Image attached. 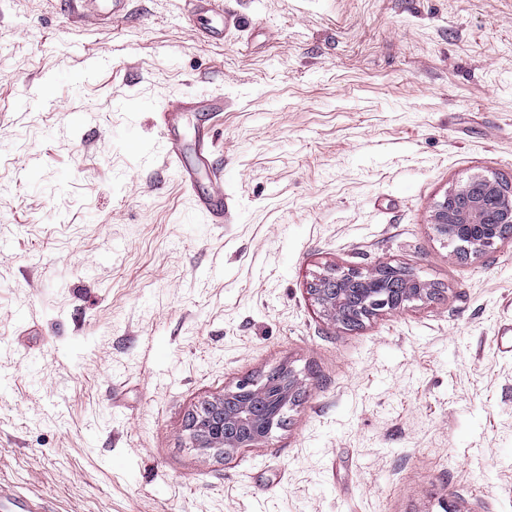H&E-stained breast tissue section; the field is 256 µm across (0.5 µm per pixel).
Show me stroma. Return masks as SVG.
Here are the masks:
<instances>
[{"instance_id":"35a3bbf8","label":"stroma","mask_w":512,"mask_h":512,"mask_svg":"<svg viewBox=\"0 0 512 512\" xmlns=\"http://www.w3.org/2000/svg\"><path fill=\"white\" fill-rule=\"evenodd\" d=\"M0 0V485L46 512H512V239L459 259L432 214L512 181V0ZM224 94L207 224L158 111ZM88 121H80V114ZM401 266L440 296L356 330L309 294ZM307 383L231 456L188 419ZM68 10L97 11L103 13L112 22L124 8L126 0H63ZM212 0H185L189 7L188 18L196 24L202 14L206 15V21L200 28L202 36L208 42L224 39V13L209 8Z\"/></svg>"}]
</instances>
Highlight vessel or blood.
<instances>
[{
    "label": "vessel or blood",
    "mask_w": 512,
    "mask_h": 512,
    "mask_svg": "<svg viewBox=\"0 0 512 512\" xmlns=\"http://www.w3.org/2000/svg\"><path fill=\"white\" fill-rule=\"evenodd\" d=\"M125 0H64L68 10L97 11L115 19ZM191 22L201 23L207 41L224 38V14L213 10L211 0H185ZM222 96H203L201 103H168L161 110L165 161L181 173V182L196 210L207 223L224 221V175L210 159L214 139V115L223 111Z\"/></svg>",
    "instance_id": "vessel-or-blood-1"
}]
</instances>
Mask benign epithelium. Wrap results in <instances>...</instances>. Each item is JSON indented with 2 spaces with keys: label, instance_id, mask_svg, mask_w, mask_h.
Segmentation results:
<instances>
[{
  "label": "benign epithelium",
  "instance_id": "benign-epithelium-1",
  "mask_svg": "<svg viewBox=\"0 0 512 512\" xmlns=\"http://www.w3.org/2000/svg\"><path fill=\"white\" fill-rule=\"evenodd\" d=\"M432 224L440 237L457 245L465 255L479 256L503 237L502 229L512 224V185L495 176L475 175L448 191L434 210ZM396 267L382 265L366 272L333 270L310 286L324 316L334 323L352 327L384 314L404 311L415 300L432 297L429 286L409 273L397 294H385L386 273ZM305 380L286 368L277 371L270 385L242 380L224 394L205 401L191 416L190 430L199 448L228 457L241 448H254L269 441L276 429L256 397L271 391L280 408L294 400Z\"/></svg>",
  "mask_w": 512,
  "mask_h": 512
}]
</instances>
